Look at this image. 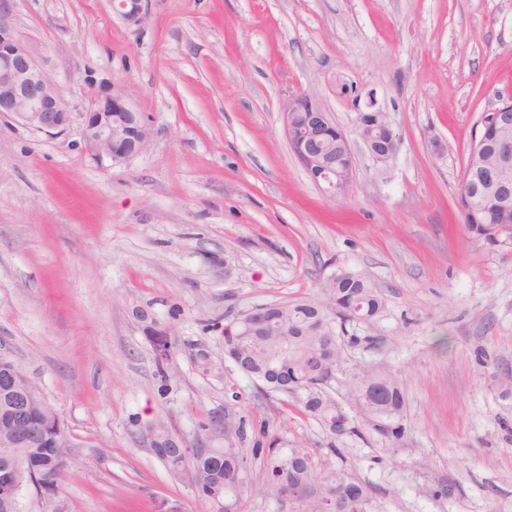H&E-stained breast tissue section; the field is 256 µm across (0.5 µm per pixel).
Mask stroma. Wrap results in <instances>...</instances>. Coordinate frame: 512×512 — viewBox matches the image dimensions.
<instances>
[{
	"label": "stroma",
	"instance_id": "35a3bbf8",
	"mask_svg": "<svg viewBox=\"0 0 512 512\" xmlns=\"http://www.w3.org/2000/svg\"><path fill=\"white\" fill-rule=\"evenodd\" d=\"M8 8L67 102L121 86L151 127L115 164L78 128L0 119V355L66 424L67 512H205L147 430L190 441L227 412L371 484L380 512H512V242L474 238L457 207L480 117L512 89V0H149L136 23L110 0ZM350 86L375 94L402 145L385 167L358 155L333 200L291 153L281 107L311 96L349 130ZM339 266L385 314L350 324L373 342L347 349L331 388L357 365L397 372L407 434L393 448L365 426L329 435L232 362H195L196 347L222 352L214 321L315 298ZM138 309L169 332L164 396ZM265 481L250 459L240 512H290Z\"/></svg>",
	"mask_w": 512,
	"mask_h": 512
}]
</instances>
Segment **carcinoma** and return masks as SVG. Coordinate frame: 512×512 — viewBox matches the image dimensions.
<instances>
[{
	"label": "carcinoma",
	"mask_w": 512,
	"mask_h": 512,
	"mask_svg": "<svg viewBox=\"0 0 512 512\" xmlns=\"http://www.w3.org/2000/svg\"><path fill=\"white\" fill-rule=\"evenodd\" d=\"M494 161L490 147L471 148L467 163L487 169ZM466 195L458 196V206L467 231L490 245L512 241V205L505 206L498 191L483 182L479 173L464 171ZM384 302L370 281L347 269H336L325 279L319 297L293 302L271 311L264 328V340L253 341V329L242 323L223 328L224 357L240 363L247 377L271 387L276 371L293 373L295 390L289 392L294 409L321 424L333 436L354 432L352 420L340 404L322 387L321 373L339 369L345 348L369 336H357L347 325L373 322L382 316ZM195 362L204 373L223 369L210 352L197 350ZM351 397L363 399L360 415L368 428L388 446L396 445L406 433L405 394L399 378L386 370L362 366L348 380ZM3 390L0 389V438H10L12 456L0 454V512H11L8 494L13 458L30 459L41 471L62 483L70 466H64L51 448L56 433L58 410L41 394L30 400L29 416L34 429L29 439L12 435L3 422ZM151 442L154 454L173 471L191 461L196 491L209 512L237 510L246 485L248 456H262L267 484L279 496L293 495L297 512H376L372 489L343 468L333 469L303 448L282 454L273 445L263 448L250 440L244 421L238 422L236 436L224 446L199 457L178 454L168 430ZM252 443V448L245 445Z\"/></svg>",
	"instance_id": "1"
}]
</instances>
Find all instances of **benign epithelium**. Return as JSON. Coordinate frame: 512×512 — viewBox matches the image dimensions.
Wrapping results in <instances>:
<instances>
[{
  "label": "benign epithelium",
  "instance_id": "benign-epithelium-1",
  "mask_svg": "<svg viewBox=\"0 0 512 512\" xmlns=\"http://www.w3.org/2000/svg\"><path fill=\"white\" fill-rule=\"evenodd\" d=\"M146 0H117L116 11L126 21L135 23L141 19ZM356 112H371L379 117L375 127L369 128L356 120L353 130L341 131L336 141V151L345 158L343 179L331 181L336 157L321 151L318 137L321 131L334 125L329 112L316 99L304 95L288 99L282 105L281 116L284 134L297 161L324 187L332 199L349 194L354 182V153L352 139H358L373 163L386 164L388 159L377 154L374 144L387 140L399 145L401 136L396 126L371 95L356 101ZM493 128L505 130L512 125V101L499 100L485 112ZM8 116L23 122L29 128L48 136L62 134L73 125L80 127L83 141L96 160L108 159L124 162L141 154L147 147L149 128L136 112L125 91L105 88L91 90L88 103L82 108L72 107L61 95L57 84L48 76L39 62L36 48L18 34L8 18L6 7L0 5V117ZM496 150L499 165L486 173L488 182L505 198L512 197V180L504 175L512 171V135H502ZM15 393L7 404L10 414L6 422L18 437L30 434L27 422L29 404L28 389L12 382ZM216 438L199 436L190 443L177 440L183 456H193L202 448L213 446ZM14 495H19L23 485L30 484L42 495L53 498L56 486L47 478L24 465H15Z\"/></svg>",
  "mask_w": 512,
  "mask_h": 512
}]
</instances>
